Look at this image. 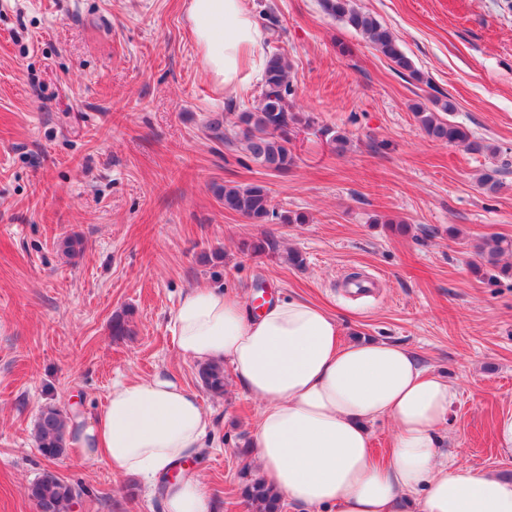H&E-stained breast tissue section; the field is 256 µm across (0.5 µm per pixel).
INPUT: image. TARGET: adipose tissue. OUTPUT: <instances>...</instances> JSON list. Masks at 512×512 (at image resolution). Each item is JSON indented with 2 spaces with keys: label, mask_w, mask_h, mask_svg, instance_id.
<instances>
[{
  "label": "adipose tissue",
  "mask_w": 512,
  "mask_h": 512,
  "mask_svg": "<svg viewBox=\"0 0 512 512\" xmlns=\"http://www.w3.org/2000/svg\"><path fill=\"white\" fill-rule=\"evenodd\" d=\"M186 14L218 85L236 88L262 64V33L243 0H188ZM173 326L182 355L228 362L262 403L251 440L257 475L295 512H512V478L439 461L437 435L456 391L409 349L343 343L335 316L297 297L255 316L215 286L187 291ZM381 418L396 424L384 465L368 429ZM214 430L213 414L170 373L116 383L103 406L67 424L82 456L161 482L162 512H212L196 475L171 472L198 457Z\"/></svg>",
  "instance_id": "adipose-tissue-1"
}]
</instances>
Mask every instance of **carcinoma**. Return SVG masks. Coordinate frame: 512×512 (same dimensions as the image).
Returning <instances> with one entry per match:
<instances>
[{
	"mask_svg": "<svg viewBox=\"0 0 512 512\" xmlns=\"http://www.w3.org/2000/svg\"><path fill=\"white\" fill-rule=\"evenodd\" d=\"M323 10L362 33L384 57L397 68L413 70L411 60L402 52L393 32L375 16L360 11L352 0H322ZM291 95L289 64L281 53H273L265 62L263 85L258 107L253 110L217 115L207 124L209 136L227 146L239 144L253 162L272 172L282 173L295 164L291 132L313 123L312 118L292 110L288 102ZM451 100L435 102V109L416 106L414 115L419 128L431 139L450 145L462 146L472 153L491 150L484 141L474 137L465 127L441 117L452 112ZM326 143L338 154L349 150L350 139L329 129L323 130ZM215 195L224 210L246 219L251 224H303L305 216L284 215L278 212L269 189L259 183L224 185L215 187ZM244 249L255 255L274 253L277 243L271 238H259L244 244ZM476 255L484 266L502 275L512 273V266L500 265L504 253L512 250V242L501 237H486L474 245ZM202 387L210 394H224V366L219 363L199 367ZM67 413L55 404H46L39 411L35 424V439L41 455L51 461L66 451ZM27 497L35 507H49L51 512H69L77 490L50 471L43 472L25 487ZM241 496L256 512H281L280 500L274 497L249 470L242 472Z\"/></svg>",
	"mask_w": 512,
	"mask_h": 512,
	"instance_id": "carcinoma-1",
	"label": "carcinoma"
}]
</instances>
